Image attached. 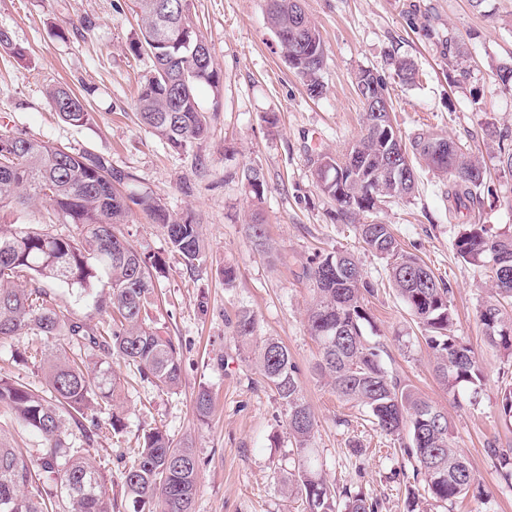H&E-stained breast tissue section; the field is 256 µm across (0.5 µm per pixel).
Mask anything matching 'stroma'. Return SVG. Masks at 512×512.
Wrapping results in <instances>:
<instances>
[{
  "label": "stroma",
  "mask_w": 512,
  "mask_h": 512,
  "mask_svg": "<svg viewBox=\"0 0 512 512\" xmlns=\"http://www.w3.org/2000/svg\"><path fill=\"white\" fill-rule=\"evenodd\" d=\"M326 49L321 96H310L286 63L266 17V0H188L189 16L207 43L218 86L201 85L198 97L209 132L177 152L141 126L135 102L152 69L136 54L141 26L131 0H0V130L35 137L74 152L108 157L128 172L130 188L160 197L168 209L200 226L205 258L187 267L162 225L135 210L121 230L135 249L161 259L163 274L147 307V322L181 345L182 383L173 393L133 380L122 365L116 410L123 433L100 430L87 455L107 496L124 506L121 472L126 451L143 430L159 427L192 444L199 462L194 512H303L288 483L297 463L285 410L249 358L251 347L274 338L299 369L302 394L314 412L317 465L330 484L361 492L378 512H439L430 501L410 506L413 464L397 440L380 433L364 408L344 401L315 369L317 343L308 330L313 284L306 269L316 257L346 250L357 256L375 285L366 300L369 337L382 347L389 376L444 408L452 443L471 462L481 493L449 504L447 512H512V489L498 482L489 445L512 448V427L499 413L512 385V360L491 346L478 320L489 292L483 271L458 257L460 220L449 217L445 177L421 166L406 198L359 215L363 224L391 225L404 247L419 256L453 292L457 336L475 352L485 379L478 393L448 391L416 323L388 280L385 262L364 250L354 225L336 216L317 187L320 155L342 153L361 134L364 105L353 80L373 70L385 86L395 127L404 138L446 133L483 158L489 171L481 188V223L512 231V176L500 172L487 147V124L512 131V92L495 76L512 61V0H303ZM455 33L468 49L465 77L448 65L444 35ZM411 61L415 82L396 74ZM68 84L85 94L88 119L64 122L46 89ZM264 176L261 195L250 192L243 171ZM261 217L271 252L257 250L247 229ZM236 270L225 284V267ZM258 322L250 345L238 342L239 310ZM26 336L0 339V378L34 387L45 378L42 359L31 357ZM213 394V409L199 420L194 399ZM364 451L356 455L351 442Z\"/></svg>",
  "instance_id": "obj_1"
}]
</instances>
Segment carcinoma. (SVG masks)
I'll return each mask as SVG.
<instances>
[{
	"label": "carcinoma",
	"mask_w": 512,
	"mask_h": 512,
	"mask_svg": "<svg viewBox=\"0 0 512 512\" xmlns=\"http://www.w3.org/2000/svg\"><path fill=\"white\" fill-rule=\"evenodd\" d=\"M274 32H288L279 41L287 62L304 80L310 96H319L325 47L301 0H267ZM186 0H133L143 28V42L153 69L141 86L135 107L140 122L175 151H186L204 138L209 122L198 101L199 84L216 85L210 64L198 72V58L171 43L176 26L189 32L199 52L209 48L190 22ZM463 44L448 36V65L463 70ZM60 117L75 126L86 120L83 97L65 85L47 89ZM495 145L498 166L512 174V136L486 126ZM409 164L423 163L448 178V211L469 212L478 204L477 189L487 168L468 146L438 132L421 133L405 144ZM357 165L340 168V177H318L317 185L346 221L391 199L405 198L416 179L370 183L368 177L389 165L376 137L361 132L353 142ZM131 176L98 154L72 152L48 141L0 131V210L40 204L46 209L39 228L0 224V338L35 336L50 347L46 392L0 378V405L21 425L42 438L33 459L25 458L0 435V512H111L97 470L84 455L92 431L102 425L119 434L125 418L111 412L117 379L111 363L133 369L161 391L181 385L180 347L162 328L145 323L143 312L154 288L159 260L147 261L116 231L127 223L132 207L166 229L172 249L190 266L203 254L200 225L174 216L161 198L122 194ZM55 224H74L80 237L59 235ZM363 247L386 263L389 281L425 332L435 371L448 389L478 393L484 375L470 347L455 336V309L445 281L415 254L407 251L389 224H360ZM457 255L487 271L491 295L479 309L490 345L512 358V232L498 233L485 224H465L454 241ZM308 275L314 297L308 326L320 348L316 369L336 394L361 405L369 421L387 436L407 437L402 454L416 462L411 498L426 494L446 507L469 493L476 476L469 459L452 448L448 414L413 389L390 377L380 360V347L365 334L366 297L374 294L354 255L328 254L312 262ZM54 281L93 298L95 315L78 318L60 305L56 294L41 286ZM256 319L248 311L236 316L235 333L243 342L253 337ZM259 373L276 392L288 417L298 467L292 474L304 512H338L337 494L312 458L316 418L301 395L297 367L282 342L267 339L255 357ZM197 415L212 409L208 389L196 394ZM501 479L512 487V448H491ZM58 473L60 491L44 487L42 474ZM125 502L131 512H193L198 490V460L192 445L158 429L145 432L122 473ZM378 504L362 493L345 494V512H377Z\"/></svg>",
	"instance_id": "cac0c4a2"
}]
</instances>
